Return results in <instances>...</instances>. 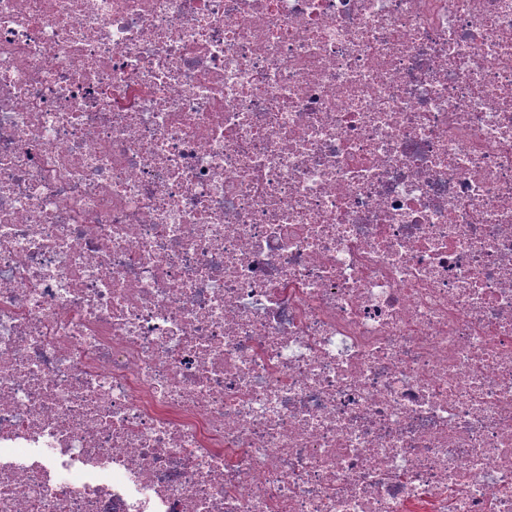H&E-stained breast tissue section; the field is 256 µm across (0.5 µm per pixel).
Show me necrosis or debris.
<instances>
[{
    "label": "necrosis or debris",
    "instance_id": "necrosis-or-debris-1",
    "mask_svg": "<svg viewBox=\"0 0 512 512\" xmlns=\"http://www.w3.org/2000/svg\"><path fill=\"white\" fill-rule=\"evenodd\" d=\"M0 512H512V0H0Z\"/></svg>",
    "mask_w": 512,
    "mask_h": 512
}]
</instances>
